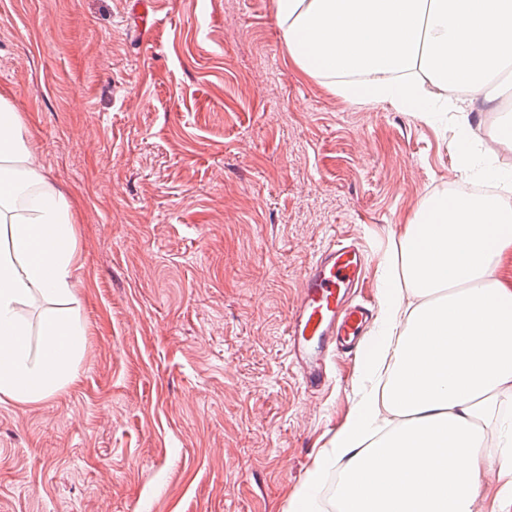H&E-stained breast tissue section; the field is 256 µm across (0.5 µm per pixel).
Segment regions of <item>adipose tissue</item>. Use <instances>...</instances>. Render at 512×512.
Masks as SVG:
<instances>
[{
    "mask_svg": "<svg viewBox=\"0 0 512 512\" xmlns=\"http://www.w3.org/2000/svg\"><path fill=\"white\" fill-rule=\"evenodd\" d=\"M293 63L348 101L428 121L490 100L512 60V0H274ZM512 204L429 196L382 280L374 359L347 421L309 472L294 512H316L327 465L341 467L338 512H473L482 476L505 477L512 505ZM76 261L70 204L47 182L26 129L0 98V399L31 403L77 377L87 328L62 301ZM413 302H404L401 283ZM57 301L31 349L20 305ZM499 446L487 448L488 430Z\"/></svg>",
    "mask_w": 512,
    "mask_h": 512,
    "instance_id": "adipose-tissue-1",
    "label": "adipose tissue"
}]
</instances>
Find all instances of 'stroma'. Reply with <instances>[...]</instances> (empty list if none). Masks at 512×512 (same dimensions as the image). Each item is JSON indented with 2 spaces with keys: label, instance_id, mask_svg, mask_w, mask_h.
<instances>
[{
  "label": "stroma",
  "instance_id": "35a3bbf8",
  "mask_svg": "<svg viewBox=\"0 0 512 512\" xmlns=\"http://www.w3.org/2000/svg\"><path fill=\"white\" fill-rule=\"evenodd\" d=\"M0 95L77 227V380L0 402V512H291L362 366L309 390L299 276L337 240L361 300L417 204L466 185L455 120L339 97L289 59L273 0H0ZM512 93L468 122L496 166Z\"/></svg>",
  "mask_w": 512,
  "mask_h": 512
}]
</instances>
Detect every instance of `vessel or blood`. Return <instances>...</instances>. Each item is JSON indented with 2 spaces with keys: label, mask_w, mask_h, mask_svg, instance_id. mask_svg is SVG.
I'll return each instance as SVG.
<instances>
[{
  "label": "vessel or blood",
  "mask_w": 512,
  "mask_h": 512,
  "mask_svg": "<svg viewBox=\"0 0 512 512\" xmlns=\"http://www.w3.org/2000/svg\"><path fill=\"white\" fill-rule=\"evenodd\" d=\"M366 255L362 246L336 242L327 246L300 278L299 302L288 319L289 351L312 390L328 382L326 360L336 349L364 359L369 311L348 302L351 288L363 285Z\"/></svg>",
  "instance_id": "obj_1"
}]
</instances>
